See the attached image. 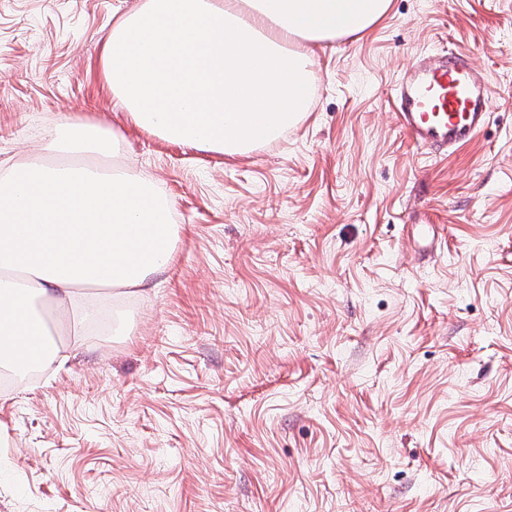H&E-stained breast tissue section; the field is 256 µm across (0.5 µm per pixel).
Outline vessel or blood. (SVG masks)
Listing matches in <instances>:
<instances>
[{
  "mask_svg": "<svg viewBox=\"0 0 512 512\" xmlns=\"http://www.w3.org/2000/svg\"><path fill=\"white\" fill-rule=\"evenodd\" d=\"M492 93L467 55L451 50L434 59L417 56L396 81L392 104L418 148L445 150L473 141L484 129Z\"/></svg>",
  "mask_w": 512,
  "mask_h": 512,
  "instance_id": "vessel-or-blood-1",
  "label": "vessel or blood"
}]
</instances>
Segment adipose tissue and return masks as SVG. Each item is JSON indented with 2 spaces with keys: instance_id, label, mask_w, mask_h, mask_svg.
<instances>
[{
  "instance_id": "1",
  "label": "adipose tissue",
  "mask_w": 512,
  "mask_h": 512,
  "mask_svg": "<svg viewBox=\"0 0 512 512\" xmlns=\"http://www.w3.org/2000/svg\"><path fill=\"white\" fill-rule=\"evenodd\" d=\"M391 0H139L102 50L117 105L140 128L227 157L278 140L309 110L316 46L371 30ZM122 135L55 123L40 154L0 165V367L22 372L42 304L92 321L175 257L158 184L96 164ZM107 275H100V268Z\"/></svg>"
}]
</instances>
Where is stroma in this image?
I'll use <instances>...</instances> for the list:
<instances>
[{
	"mask_svg": "<svg viewBox=\"0 0 512 512\" xmlns=\"http://www.w3.org/2000/svg\"><path fill=\"white\" fill-rule=\"evenodd\" d=\"M138 0H0V162L119 131L175 260L0 394V512H512V0H391L316 48L305 118L250 155L175 144L100 66ZM466 53L488 123L419 149L390 103Z\"/></svg>",
	"mask_w": 512,
	"mask_h": 512,
	"instance_id": "1",
	"label": "stroma"
}]
</instances>
